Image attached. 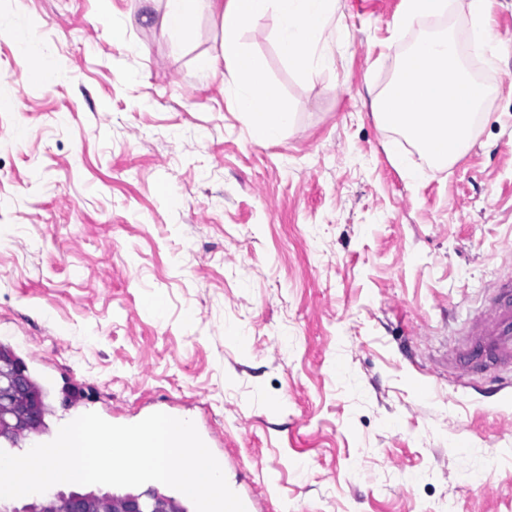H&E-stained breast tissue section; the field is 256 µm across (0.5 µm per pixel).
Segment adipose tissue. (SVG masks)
<instances>
[{
  "label": "adipose tissue",
  "mask_w": 512,
  "mask_h": 512,
  "mask_svg": "<svg viewBox=\"0 0 512 512\" xmlns=\"http://www.w3.org/2000/svg\"><path fill=\"white\" fill-rule=\"evenodd\" d=\"M489 4L490 0H402L395 26L402 29L416 20L441 16L452 5L470 18L468 42L483 55L492 51L494 42L485 22ZM202 11L216 21L219 46L215 54L200 58V74L208 77L226 67L225 90L253 135L264 142L276 140L290 126L293 115L287 107L276 105L277 92L265 79L263 62L244 48L241 35L258 18L274 14L281 57L299 73L317 76L329 65L322 35L336 14V0H165L162 25L176 41H186Z\"/></svg>",
  "instance_id": "ef3b65f1"
}]
</instances>
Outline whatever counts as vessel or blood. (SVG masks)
Masks as SVG:
<instances>
[{
	"instance_id": "obj_1",
	"label": "vessel or blood",
	"mask_w": 512,
	"mask_h": 512,
	"mask_svg": "<svg viewBox=\"0 0 512 512\" xmlns=\"http://www.w3.org/2000/svg\"><path fill=\"white\" fill-rule=\"evenodd\" d=\"M458 355L469 366L485 364L512 370V271L503 272L484 314L459 340Z\"/></svg>"
}]
</instances>
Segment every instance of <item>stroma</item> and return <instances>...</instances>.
<instances>
[{"instance_id":"stroma-1","label":"stroma","mask_w":512,"mask_h":512,"mask_svg":"<svg viewBox=\"0 0 512 512\" xmlns=\"http://www.w3.org/2000/svg\"><path fill=\"white\" fill-rule=\"evenodd\" d=\"M338 0L330 66L293 70L273 16L242 34L293 114L258 141L164 0H0V343L53 375L49 428L172 398L208 421L253 512H512V374L463 373L457 333L512 268V0L470 150L428 163L370 97L447 14ZM127 22L124 43L112 23ZM37 35L52 83L26 79ZM408 152L410 180L391 161Z\"/></svg>"}]
</instances>
